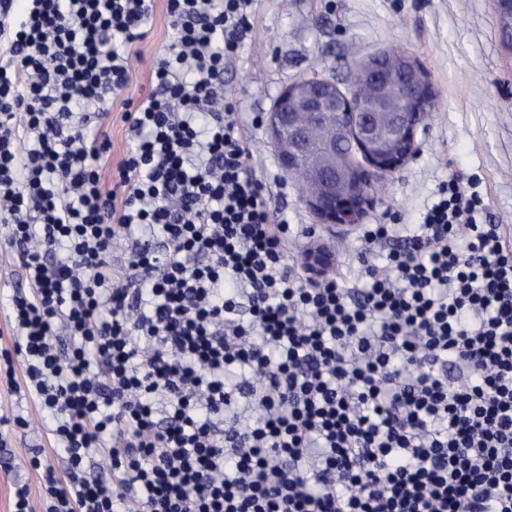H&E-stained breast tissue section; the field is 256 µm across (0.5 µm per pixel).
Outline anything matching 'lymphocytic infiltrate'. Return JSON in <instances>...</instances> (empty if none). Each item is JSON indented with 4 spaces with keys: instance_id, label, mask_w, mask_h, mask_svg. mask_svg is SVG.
I'll return each mask as SVG.
<instances>
[{
    "instance_id": "1",
    "label": "lymphocytic infiltrate",
    "mask_w": 512,
    "mask_h": 512,
    "mask_svg": "<svg viewBox=\"0 0 512 512\" xmlns=\"http://www.w3.org/2000/svg\"><path fill=\"white\" fill-rule=\"evenodd\" d=\"M252 2L166 0L107 184L88 131L152 0H0V227L27 282L0 360L67 456L45 512H512V234L454 176L414 230L362 226L353 284L301 277L224 98Z\"/></svg>"
}]
</instances>
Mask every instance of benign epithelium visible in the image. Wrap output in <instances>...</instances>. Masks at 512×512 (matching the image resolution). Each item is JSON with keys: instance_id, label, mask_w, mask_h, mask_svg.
I'll use <instances>...</instances> for the list:
<instances>
[{"instance_id": "7a95c632", "label": "benign epithelium", "mask_w": 512, "mask_h": 512, "mask_svg": "<svg viewBox=\"0 0 512 512\" xmlns=\"http://www.w3.org/2000/svg\"><path fill=\"white\" fill-rule=\"evenodd\" d=\"M498 19L503 33L512 32V0H496ZM400 75L403 98L413 105L410 112H390L388 96L367 110L356 109L352 100L326 79H299L289 83L279 94L276 111L268 113L271 144L282 169L290 176L299 173V161L306 152L304 119L322 121L331 118L354 139L367 140L384 120L391 119L400 139L401 151L394 157H371L363 166L348 167L336 161V141H331L322 163L307 175L311 186L303 198L319 223L329 227L359 223L374 207L375 195L370 191L377 177L392 173L414 160L421 150L416 139L431 114L434 97L431 87L418 65L405 54L395 61L381 54L363 61L362 80L378 87L386 83L387 73ZM335 258L322 244L308 247L302 263L314 277L326 275Z\"/></svg>"}]
</instances>
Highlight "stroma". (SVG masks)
<instances>
[{
    "label": "stroma",
    "instance_id": "1",
    "mask_svg": "<svg viewBox=\"0 0 512 512\" xmlns=\"http://www.w3.org/2000/svg\"><path fill=\"white\" fill-rule=\"evenodd\" d=\"M140 44L142 60L125 98L149 93L152 66L168 44L164 0L153 12ZM408 51L427 71L437 98L428 127L420 131V155L378 181L369 224L400 219L416 224L449 175L475 177L496 224L512 225V43L503 38L494 0H254L253 18L240 35V51L224 75V95L236 103L250 141L256 177L279 217L292 224L314 225L299 238L292 264L316 241L336 254L333 275L356 271L361 248L357 227L315 225L299 185L285 174L270 143L267 116L289 82L319 74L347 87L354 62L381 50ZM23 415L27 428H0V512H11L17 486L28 485L36 512L43 508L41 472L25 465L39 451L57 478L68 464L50 434L52 420L28 394L24 369L15 382L0 383V416Z\"/></svg>",
    "mask_w": 512,
    "mask_h": 512
}]
</instances>
